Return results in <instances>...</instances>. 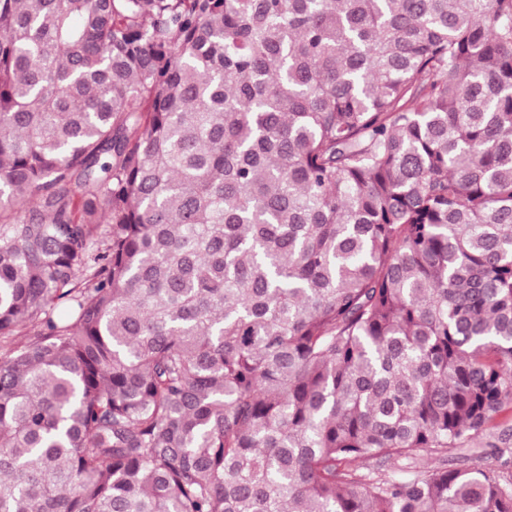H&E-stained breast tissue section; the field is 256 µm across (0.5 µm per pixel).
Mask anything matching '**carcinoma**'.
Here are the masks:
<instances>
[{
	"mask_svg": "<svg viewBox=\"0 0 512 512\" xmlns=\"http://www.w3.org/2000/svg\"><path fill=\"white\" fill-rule=\"evenodd\" d=\"M21 332L0 512H512V0H0Z\"/></svg>",
	"mask_w": 512,
	"mask_h": 512,
	"instance_id": "carcinoma-1",
	"label": "carcinoma"
}]
</instances>
